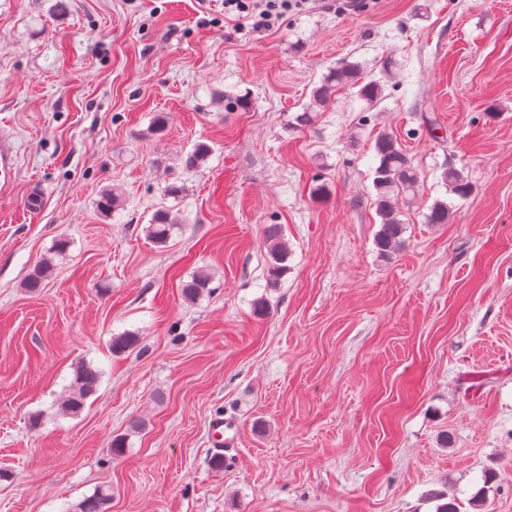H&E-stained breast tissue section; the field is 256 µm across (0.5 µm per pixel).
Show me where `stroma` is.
Wrapping results in <instances>:
<instances>
[{"mask_svg":"<svg viewBox=\"0 0 512 512\" xmlns=\"http://www.w3.org/2000/svg\"><path fill=\"white\" fill-rule=\"evenodd\" d=\"M346 62L381 98L340 90L293 128ZM0 133L18 148L0 196V512H75L102 486L108 512H435L437 490L512 512V0H312L267 30L224 0H0ZM381 133L419 177L388 259ZM438 199L452 217L427 223ZM162 207L182 226L160 247L145 229ZM269 224L288 242L273 287ZM201 269L211 292L187 302ZM126 332L139 346L112 354ZM82 361L100 382L67 416ZM219 415L236 443L217 466ZM53 272V263L48 259H43L36 264L30 273L28 274L24 288L30 293L37 292L40 288H43L45 282L51 276Z\"/></svg>","mask_w":512,"mask_h":512,"instance_id":"obj_1","label":"stroma"}]
</instances>
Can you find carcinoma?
Masks as SVG:
<instances>
[{"mask_svg":"<svg viewBox=\"0 0 512 512\" xmlns=\"http://www.w3.org/2000/svg\"><path fill=\"white\" fill-rule=\"evenodd\" d=\"M359 86L358 94L374 100L382 94L381 85L375 81L359 84L358 69L346 65L329 72L323 82L313 92L312 106L295 117L299 126H308L313 121V108H324L331 102V97L340 87L352 88ZM375 152L378 164L373 170V188L375 195L372 204L381 222L374 236L376 252L389 258L401 247L405 224L400 219L402 206L413 204L416 196L418 176L411 161L399 147L392 136L380 135L375 141ZM450 191L464 198L470 191V185L462 174L453 168L443 173ZM452 215L451 207L444 201H436L429 207L426 214L428 224H446ZM179 224L177 216L168 209H159L148 225V237L157 245H165L170 239L174 228ZM265 239L268 244L267 279L271 286L276 285L287 268L288 246L284 241L282 227L269 224L265 228ZM53 272V263L44 259L36 264L28 274L24 288L34 293L42 288ZM212 277L199 271L190 281L182 285V296L188 302H194L209 292ZM139 345V336L135 333H124L112 338V352L124 353L134 350ZM100 379L99 370L90 363H81L74 370L73 380L62 396L59 406L66 415H77L85 407L87 400L97 390ZM112 500L109 488L99 489L93 495L83 499L77 512H107Z\"/></svg>","mask_w":512,"mask_h":512,"instance_id":"carcinoma-1","label":"carcinoma"}]
</instances>
